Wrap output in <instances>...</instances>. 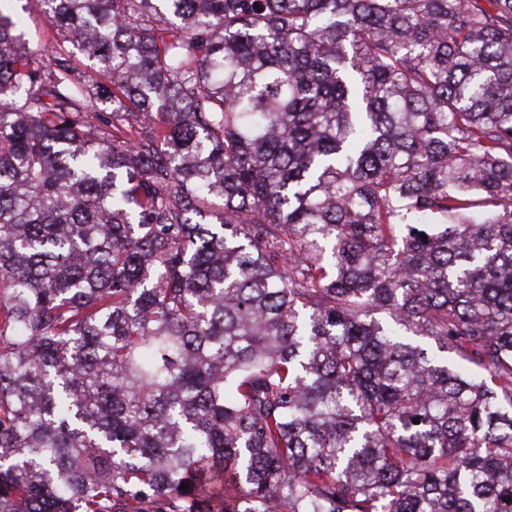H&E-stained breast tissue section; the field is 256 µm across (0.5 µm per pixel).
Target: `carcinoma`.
Listing matches in <instances>:
<instances>
[{"mask_svg": "<svg viewBox=\"0 0 512 512\" xmlns=\"http://www.w3.org/2000/svg\"><path fill=\"white\" fill-rule=\"evenodd\" d=\"M41 2L0 512H512V0Z\"/></svg>", "mask_w": 512, "mask_h": 512, "instance_id": "obj_1", "label": "carcinoma"}]
</instances>
